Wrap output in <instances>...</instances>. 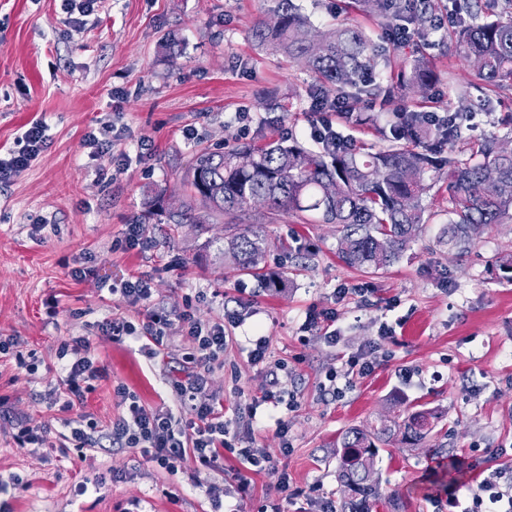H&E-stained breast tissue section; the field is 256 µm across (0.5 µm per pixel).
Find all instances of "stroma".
Listing matches in <instances>:
<instances>
[{
	"label": "stroma",
	"mask_w": 512,
	"mask_h": 512,
	"mask_svg": "<svg viewBox=\"0 0 512 512\" xmlns=\"http://www.w3.org/2000/svg\"><path fill=\"white\" fill-rule=\"evenodd\" d=\"M299 3L314 32L344 25L385 38L382 21L357 0ZM271 7V0H105L76 27L61 0H0V148H13L22 129L41 118L50 134L48 147L0 192V336L16 338L36 364L29 372L0 358V480L8 484L0 512H207L212 484L224 489V512H318L321 502L343 500L336 475L341 434L420 408L439 418L422 444L397 439L380 451L381 498L372 512H448L433 493L465 497L495 470L512 468V284L497 278L500 258L512 254V224L480 229L461 255L440 242L441 223L433 221L399 261L371 274L339 259L335 225L256 205L233 220L266 228L265 267L285 283L274 292L224 254L223 224L148 218L145 199L168 210L187 200L196 152L253 141L269 102L287 108L285 131L311 144L313 78L305 61L249 37L256 22L272 20ZM418 48L437 82L383 105L350 98L356 111L377 113V124L341 121L338 129L379 146L395 106L448 113L465 90L476 100L466 136L502 135L498 119L512 113V94L480 105L478 80L451 43L424 47L414 39L388 50L397 59ZM91 131L111 147L90 153L84 138ZM130 224L145 225L143 250L121 247ZM77 268L86 276L74 277ZM141 275L154 288L149 305L112 295V284ZM344 286L350 295L337 299ZM150 305L175 313L188 307L203 322L227 311L241 316L228 330L224 367L211 380L237 436L223 470L198 475L189 462L171 474L136 450L109 455L58 445L66 421L106 426L121 414L116 385L144 405H173L171 369L188 339L174 338L150 358L140 341L115 343L99 330L116 314L142 321ZM324 308L336 311L332 345L303 328L307 315ZM384 327L392 335L382 340ZM78 336L89 338L105 374L83 404L64 411L40 395L58 385L59 346ZM261 336L267 362L255 365L248 351ZM372 343L379 367L347 378L349 356ZM332 370L340 389L334 398L321 391ZM271 389L292 395V404L264 402ZM7 412L50 426L49 446L17 447ZM281 419L291 443L285 454L277 438ZM246 446L274 456L277 473L244 472L236 451ZM453 461L460 475L435 480L439 463ZM15 476L22 486L11 487ZM80 482L88 486L82 496L74 490Z\"/></svg>",
	"instance_id": "obj_1"
}]
</instances>
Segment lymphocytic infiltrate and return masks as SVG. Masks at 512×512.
<instances>
[{"mask_svg": "<svg viewBox=\"0 0 512 512\" xmlns=\"http://www.w3.org/2000/svg\"><path fill=\"white\" fill-rule=\"evenodd\" d=\"M345 109L344 97L312 96L310 110L315 120L310 127L311 138L319 144L339 141L341 135L333 118ZM47 129L44 121L31 123L20 138V148L0 156V188L10 185L44 151L48 145ZM238 321V314L232 312L226 319L202 323L187 313L172 316L163 308L151 309L139 325L124 316L107 320L101 331L115 343L140 336L160 347L177 331L192 340L193 347L179 361V375L172 381L179 408L175 411L147 408L120 385L115 388L114 396L118 405L125 407V414L105 428L93 422L83 428H72L68 443L77 449L96 448L110 454L136 449L149 462L171 473L181 470L189 460L200 473L222 469L224 450L232 442L224 419V404L209 395L208 385L212 371L224 364L226 327ZM58 358L64 363L63 408L68 411L85 400L103 369L89 339L83 336L62 344ZM448 505L455 512H512V492L503 490L496 478L489 477L471 496L450 494Z\"/></svg>", "mask_w": 512, "mask_h": 512, "instance_id": "1", "label": "lymphocytic infiltrate"}]
</instances>
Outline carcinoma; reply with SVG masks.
<instances>
[{"mask_svg":"<svg viewBox=\"0 0 512 512\" xmlns=\"http://www.w3.org/2000/svg\"><path fill=\"white\" fill-rule=\"evenodd\" d=\"M275 22L261 21L251 39L307 62L314 86L347 96L349 90L370 100H386L391 87L372 77L383 58L379 45L350 28L310 38L311 24L295 0H273ZM386 23L416 21L423 37L455 43L459 57L473 68L481 85L493 92L512 88V0H472L476 10L460 12L444 30L432 24L433 0H363ZM397 76L405 87L422 90L435 75L425 55L399 60ZM462 112L432 125L421 112H405L390 125L381 148L348 146L307 149L291 137L245 144L227 152H197L191 162L189 200L169 214L171 224H208L243 212L261 200L274 212L311 213L315 222L336 225L338 257L347 265L376 272L394 264L417 237L432 212L423 198L437 182L448 190V221L442 238L462 253L474 244L481 226L512 222V150L494 136L466 140ZM205 214H195V202ZM239 267L262 277L266 287L277 277L261 274L268 238L253 224L227 241ZM434 413L419 410L401 422L353 427L337 442V478L344 488L341 512H370L380 497L374 476L381 445L398 432L407 443H422Z\"/></svg>","mask_w":512,"mask_h":512,"instance_id":"cac0c4a2","label":"carcinoma"}]
</instances>
